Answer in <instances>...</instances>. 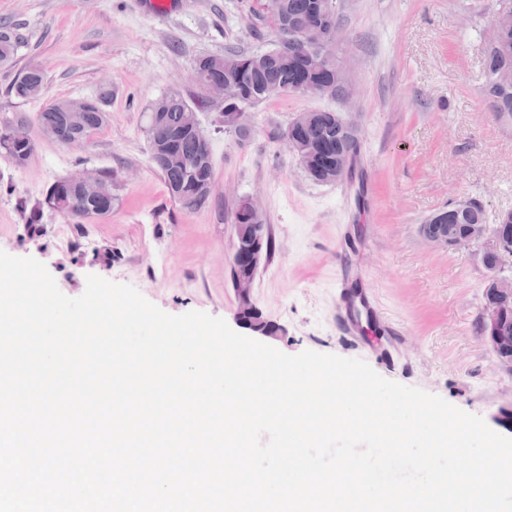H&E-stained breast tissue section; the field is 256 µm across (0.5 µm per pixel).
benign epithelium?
<instances>
[{"label": "benign epithelium", "instance_id": "obj_1", "mask_svg": "<svg viewBox=\"0 0 512 512\" xmlns=\"http://www.w3.org/2000/svg\"><path fill=\"white\" fill-rule=\"evenodd\" d=\"M338 37L339 30L331 24L308 35L309 41L314 44L335 41ZM199 86L208 96L222 99L226 107L235 99L234 93L220 77L203 81ZM292 92L297 96H333L347 101L354 96V85L345 79L334 85L325 82L317 87L309 81L307 73L300 72L294 77ZM311 126L306 113L299 114L288 125L283 142L288 152L298 158L307 176L327 183L337 182L348 171L352 154L337 142L314 137ZM246 127V113H224V131L237 135ZM67 181L81 187L99 207H108L110 191L99 172L70 175ZM236 205L239 206L237 215L247 220L245 224L234 225L235 277L232 287L238 299L236 319L244 328L266 336L270 334V330L263 320L255 317L251 293L256 275L267 259L263 249L267 225L264 224L253 198L240 197ZM419 233L431 244L445 245L455 250L478 244L482 248L483 256L496 258L497 263L489 269L490 275L484 290L482 335L495 354L498 369L512 375V276L503 274L504 258L512 251V213L505 211L499 215L497 223L491 226L475 224L469 232L454 237L448 236L434 224L420 225Z\"/></svg>", "mask_w": 512, "mask_h": 512}]
</instances>
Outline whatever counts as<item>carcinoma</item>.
<instances>
[{
  "label": "carcinoma",
  "mask_w": 512,
  "mask_h": 512,
  "mask_svg": "<svg viewBox=\"0 0 512 512\" xmlns=\"http://www.w3.org/2000/svg\"><path fill=\"white\" fill-rule=\"evenodd\" d=\"M325 20L324 0H281L280 16L274 18L287 46L278 52L247 53L227 52L223 55H202L194 65L195 80H207L217 70L222 71L224 81L236 91L239 100L253 105L264 100L262 88L278 83L288 87V69L293 66L311 67L313 61L324 58L331 70L339 68L334 48L329 46L317 50L299 41L300 33ZM21 43V37L11 26L0 24V65L12 62ZM485 75L481 93L489 100L495 115L512 118V84L504 85L498 76L512 69V33L497 43L484 47ZM45 77L41 69L31 67L24 71L11 85L10 92L18 98L39 97L44 88ZM112 95V87L100 89L95 100L79 110L66 108V100L49 104L39 112L37 120L44 134H65L88 137L106 121L103 105ZM149 111L157 113L146 127L150 157L155 168L163 176L171 197L182 207L199 209L210 194L204 185L213 179L212 153L205 148L207 134L195 121V108L177 94H167L152 103ZM308 116L313 122L315 135L336 133L332 125L331 112L312 110ZM12 126L0 124V151L8 154L14 162L23 166L34 151L32 140L5 141L1 136ZM173 151L178 161L166 163L163 155ZM47 197L55 200L54 210L70 219L87 218L86 209L92 207L62 178L50 188Z\"/></svg>",
  "instance_id": "carcinoma-1"
}]
</instances>
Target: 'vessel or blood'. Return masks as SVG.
Masks as SVG:
<instances>
[{
  "label": "vessel or blood",
  "instance_id": "1",
  "mask_svg": "<svg viewBox=\"0 0 512 512\" xmlns=\"http://www.w3.org/2000/svg\"><path fill=\"white\" fill-rule=\"evenodd\" d=\"M336 311L349 341L364 347V334L377 329L392 334L393 329L377 306L370 288L349 265H341Z\"/></svg>",
  "mask_w": 512,
  "mask_h": 512
}]
</instances>
